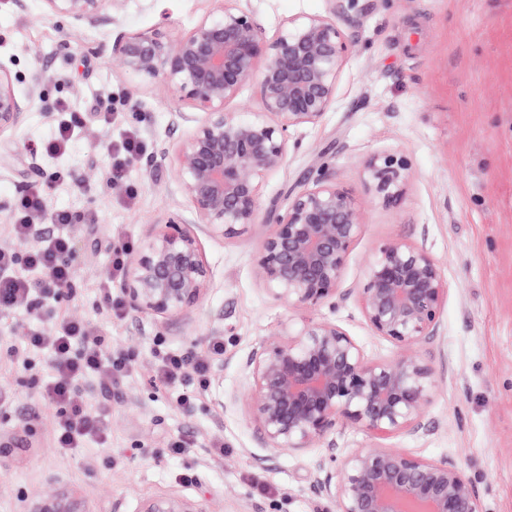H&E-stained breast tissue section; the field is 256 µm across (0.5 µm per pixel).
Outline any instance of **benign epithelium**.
<instances>
[{"instance_id": "obj_1", "label": "benign epithelium", "mask_w": 512, "mask_h": 512, "mask_svg": "<svg viewBox=\"0 0 512 512\" xmlns=\"http://www.w3.org/2000/svg\"><path fill=\"white\" fill-rule=\"evenodd\" d=\"M218 6L192 28L144 33L123 27L126 0H43L45 9L91 30L112 32V65L191 104L171 113L189 126L173 150L160 146L137 162L155 172L171 160L198 223L228 241L255 224L266 178L284 168L291 132L319 123L336 101L339 76L353 52L344 26L359 0H330L329 14H301L264 36L239 0ZM56 75L38 72L29 100ZM257 87L258 108L233 111L243 84ZM24 104L0 78V128L19 123ZM369 193L398 201L412 174L410 158L387 151L366 161ZM255 275L279 300L303 309L339 296L347 258L364 226L362 202L323 171L288 187L273 203ZM212 276L186 224L171 215L143 240L125 272L123 296L137 313L175 318L197 305ZM449 283L424 246L400 239L375 249L357 288L362 317L388 341L387 358L368 357L342 326L325 319L287 321L240 363L249 380L242 400L268 448L326 446L309 491L332 512H483L479 489L462 463L406 448H357L336 455L332 435L351 426L379 437L427 430L423 421L439 383L418 348L434 341ZM32 512H73L69 496L42 499ZM137 512H210L206 500L176 495L140 503Z\"/></svg>"}]
</instances>
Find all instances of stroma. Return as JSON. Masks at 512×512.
<instances>
[{
  "mask_svg": "<svg viewBox=\"0 0 512 512\" xmlns=\"http://www.w3.org/2000/svg\"><path fill=\"white\" fill-rule=\"evenodd\" d=\"M18 12L0 0V72L27 94L38 70L58 73L14 129L0 132V248H31L40 238L17 239L14 204L43 186L47 211L65 209L76 223L75 285L71 296L40 305L0 308V512H31L40 498L78 490L80 512H137L142 500L167 494L207 498L212 512H326L309 482L323 449L265 447L256 424L232 395L246 381L240 363L253 347L289 319H328L345 328L365 353L386 358L392 346L366 325L352 288L361 283L376 246L392 238L424 245L450 283L440 332L421 349L436 368L439 389L425 417L427 430L388 439L432 459L460 460L476 482L484 512H512V0H360L347 30L354 52L342 70L336 102L322 121L295 129L288 163L270 175L261 204L284 202L287 188L327 152L337 186L363 201L365 226L341 282L346 299L306 311L283 304L256 279L266 227L227 242L195 223L192 206L170 168L147 173L129 162L112 180L105 146L136 129L154 151L177 146L185 129H172L171 112L191 106L164 95L156 83L111 68L112 37L72 19L48 14L42 0ZM241 8L273 35L288 17L328 14L329 0H240ZM212 0H127L129 30L187 29ZM66 107L80 133L65 155L46 154L44 142ZM111 113L112 123L100 122ZM387 150H402L413 173L400 200L383 204L368 192L363 166ZM37 162L40 175L28 172ZM70 172L54 179L57 169ZM192 223L212 285L201 303L169 320L129 309L122 281L112 296L113 245L139 246L168 213ZM110 280V279H109ZM222 323H214V315ZM87 321L128 357V374L112 387L104 447L89 444L62 454L53 444L54 406L39 387L52 374L45 350L24 348L26 326L49 331L56 318ZM224 344L220 355L208 345ZM208 354L206 385L180 391L153 383L157 347ZM188 445L174 453L175 442Z\"/></svg>",
  "mask_w": 512,
  "mask_h": 512,
  "instance_id": "obj_1",
  "label": "stroma"
}]
</instances>
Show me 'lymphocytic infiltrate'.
Instances as JSON below:
<instances>
[{"label":"lymphocytic infiltrate","instance_id":"lymphocytic-infiltrate-1","mask_svg":"<svg viewBox=\"0 0 512 512\" xmlns=\"http://www.w3.org/2000/svg\"><path fill=\"white\" fill-rule=\"evenodd\" d=\"M72 243L67 235L43 237L25 257L0 249V308L36 305L38 298L56 296L71 289ZM27 347L44 349L53 358V376L41 387L43 397L58 409L54 443L60 453L71 454L88 443L107 444L110 439L107 410L90 411L82 384L101 376L125 377L130 362L113 355L108 336L89 324L62 318L51 331L28 328L22 333ZM208 362L197 353L158 349L154 355V378L166 385L191 382L205 385Z\"/></svg>","mask_w":512,"mask_h":512}]
</instances>
